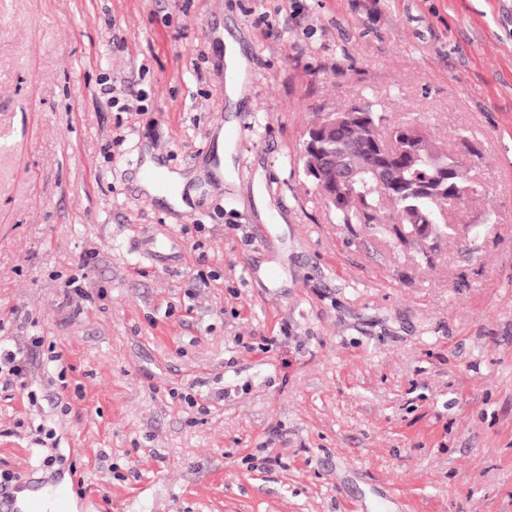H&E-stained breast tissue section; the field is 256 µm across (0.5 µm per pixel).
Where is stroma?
<instances>
[{
    "mask_svg": "<svg viewBox=\"0 0 512 512\" xmlns=\"http://www.w3.org/2000/svg\"><path fill=\"white\" fill-rule=\"evenodd\" d=\"M361 98L480 153L433 265L298 167ZM147 157L197 173L189 212L140 197ZM36 338L0 472L53 432L76 512H512V0H0V343ZM224 61L227 65V94L231 101L242 97L243 80L245 78L246 61L239 51V46L231 37H224Z\"/></svg>",
    "mask_w": 512,
    "mask_h": 512,
    "instance_id": "stroma-1",
    "label": "stroma"
}]
</instances>
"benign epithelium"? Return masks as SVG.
<instances>
[{"mask_svg": "<svg viewBox=\"0 0 512 512\" xmlns=\"http://www.w3.org/2000/svg\"><path fill=\"white\" fill-rule=\"evenodd\" d=\"M348 130L362 132L372 152L371 163L357 164L336 147ZM299 163L328 211L340 214L346 211L347 199L366 175L393 203L403 197L400 188L435 199L447 191L448 180L456 170L474 166L475 160L473 150L463 146L448 152L447 145L437 144L422 125L398 126L385 138L365 103L353 101L344 108L316 114L304 135ZM450 230H456V226L436 224L432 215L418 212L408 225L406 237L420 240L429 251Z\"/></svg>", "mask_w": 512, "mask_h": 512, "instance_id": "7a95c632", "label": "benign epithelium"}]
</instances>
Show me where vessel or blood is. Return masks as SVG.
<instances>
[{
	"mask_svg": "<svg viewBox=\"0 0 512 512\" xmlns=\"http://www.w3.org/2000/svg\"><path fill=\"white\" fill-rule=\"evenodd\" d=\"M137 177L153 193L175 198L181 196L179 183L172 179L164 166L137 164ZM70 483L63 473L32 479L19 478L0 485V512H45V499H53L55 512H70L68 508Z\"/></svg>",
	"mask_w": 512,
	"mask_h": 512,
	"instance_id": "vessel-or-blood-1",
	"label": "vessel or blood"
}]
</instances>
